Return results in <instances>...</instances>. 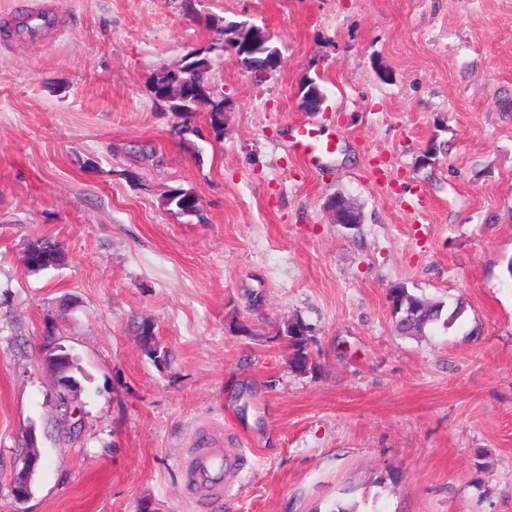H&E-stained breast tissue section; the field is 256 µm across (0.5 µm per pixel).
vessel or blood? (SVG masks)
I'll return each instance as SVG.
<instances>
[{
    "instance_id": "obj_1",
    "label": "vessel or blood",
    "mask_w": 512,
    "mask_h": 512,
    "mask_svg": "<svg viewBox=\"0 0 512 512\" xmlns=\"http://www.w3.org/2000/svg\"><path fill=\"white\" fill-rule=\"evenodd\" d=\"M61 24L54 11L34 6L22 12L15 33L18 39H32L59 29ZM291 146L306 165L313 167L336 152L338 141L323 136L319 129L300 124L292 129ZM202 435L209 443L208 448L185 455L179 466L186 476L188 495L203 505L231 491V479L243 465L247 451L242 447L241 437L225 434L221 427L206 426Z\"/></svg>"
}]
</instances>
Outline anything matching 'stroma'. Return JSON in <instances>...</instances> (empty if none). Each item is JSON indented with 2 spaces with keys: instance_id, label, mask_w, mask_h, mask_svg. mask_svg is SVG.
I'll return each instance as SVG.
<instances>
[{
  "instance_id": "stroma-1",
  "label": "stroma",
  "mask_w": 512,
  "mask_h": 512,
  "mask_svg": "<svg viewBox=\"0 0 512 512\" xmlns=\"http://www.w3.org/2000/svg\"><path fill=\"white\" fill-rule=\"evenodd\" d=\"M24 4L60 34L13 38ZM222 20L271 33L282 64L258 82L213 53L218 139L147 84ZM310 79L318 112L300 108ZM299 123L338 134L336 154L305 166ZM178 186L205 222L163 205ZM336 193L359 227L331 223ZM40 237L65 266L26 268ZM511 260L512 0H0V512H197L178 461L206 424L254 444L211 512H512ZM399 283L464 312L397 335ZM292 316L315 372L288 367ZM141 318L169 363L142 351ZM49 335L85 373L71 438ZM31 429L45 465L20 508ZM27 247H32L35 249L40 250L44 254L50 256L53 260V264L48 265L45 264L41 266V264L33 265L37 269L40 268V270L47 269V268H56L60 267L65 263L66 260V252L64 251V246L53 239L50 238H43V239H36L32 240L27 244ZM55 263H59V266L55 265Z\"/></svg>"
}]
</instances>
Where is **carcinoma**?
<instances>
[{"instance_id":"obj_1","label":"carcinoma","mask_w":512,"mask_h":512,"mask_svg":"<svg viewBox=\"0 0 512 512\" xmlns=\"http://www.w3.org/2000/svg\"><path fill=\"white\" fill-rule=\"evenodd\" d=\"M220 33L227 37L252 38L260 29L254 25L241 22H228L219 27ZM227 47L224 42L212 43L204 48L197 49L188 54L190 60L182 66L169 69L162 67L154 72L148 82L149 89L155 100L162 103L169 111L179 113L184 119L193 118L197 109L205 107L209 117L212 132L220 138L224 135V103H215L213 100L195 94V86L202 78L209 76V67L212 64L211 53L224 52ZM280 57L277 48L264 44L260 51H239L235 54L236 61L258 81L265 80L271 71L268 65L274 58ZM163 204L168 210L178 215L196 218L198 222L205 221L201 202L197 195L184 188H175L165 192ZM28 246L38 249L50 256L55 263L64 264L66 252L64 246L53 239L43 238L32 240ZM388 299L403 307H417L419 314L409 316L403 312L393 321L395 330L402 336L418 337L424 335L435 323L441 321L443 325L450 327L461 316L463 306L456 304L454 309L443 315L445 303L442 300L433 301L418 295L407 288H391L388 291ZM150 319L143 318L134 323V331L138 336L140 347L144 354L156 363L168 362V350L161 346L157 337L145 336L141 332L144 324ZM305 322L298 316L283 322L277 337L286 340L289 349L288 366L297 374H306L316 368V362L311 355V344L314 336L301 334V328Z\"/></svg>"}]
</instances>
